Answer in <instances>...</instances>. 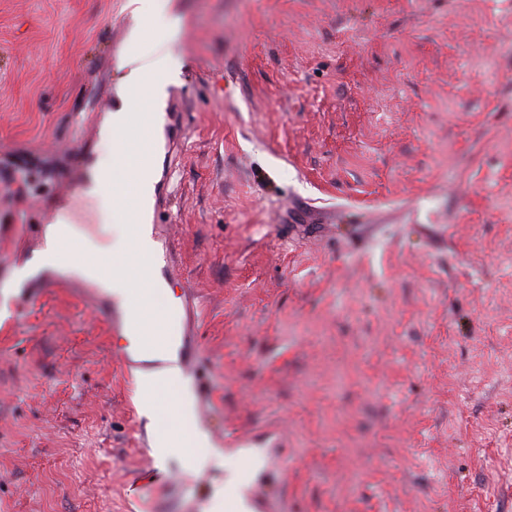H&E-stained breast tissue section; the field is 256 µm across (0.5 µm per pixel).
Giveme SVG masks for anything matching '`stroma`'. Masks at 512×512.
I'll list each match as a JSON object with an SVG mask.
<instances>
[{
  "label": "stroma",
  "instance_id": "stroma-1",
  "mask_svg": "<svg viewBox=\"0 0 512 512\" xmlns=\"http://www.w3.org/2000/svg\"><path fill=\"white\" fill-rule=\"evenodd\" d=\"M129 0H0V260L104 155ZM167 288L203 458L66 285L0 278V512H512V0H169ZM177 449L159 456L160 436Z\"/></svg>",
  "mask_w": 512,
  "mask_h": 512
}]
</instances>
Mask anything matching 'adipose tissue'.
Masks as SVG:
<instances>
[{
	"mask_svg": "<svg viewBox=\"0 0 512 512\" xmlns=\"http://www.w3.org/2000/svg\"><path fill=\"white\" fill-rule=\"evenodd\" d=\"M131 25L127 35L128 49L116 60L122 73L119 84V105L105 120L101 136L109 150V157L99 164L101 177L115 181L130 180L137 183L145 197H152L155 186L152 171L157 158L150 149L153 133L141 129L138 137H130L133 109L144 113L160 114L169 85L178 81L181 64L166 46L169 33L179 20L167 10V0H130ZM114 234L109 243L100 247L78 239L69 222L60 219L51 228L37 264L55 266L60 255L68 251L70 242H78L76 256L78 270L89 277L96 276L100 266H107L112 276L108 288L118 295L126 294L130 283H138L146 296L145 303L151 315H159L150 296L148 275L133 267L129 255L133 249L146 243L142 223V210L113 209Z\"/></svg>",
	"mask_w": 512,
	"mask_h": 512,
	"instance_id": "obj_1",
	"label": "adipose tissue"
}]
</instances>
